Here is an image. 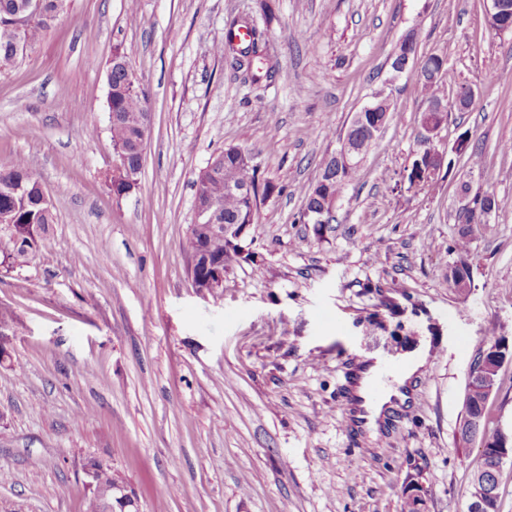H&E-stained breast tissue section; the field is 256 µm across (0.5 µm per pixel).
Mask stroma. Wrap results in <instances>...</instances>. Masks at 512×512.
I'll use <instances>...</instances> for the list:
<instances>
[{"instance_id": "stroma-1", "label": "stroma", "mask_w": 512, "mask_h": 512, "mask_svg": "<svg viewBox=\"0 0 512 512\" xmlns=\"http://www.w3.org/2000/svg\"><path fill=\"white\" fill-rule=\"evenodd\" d=\"M240 16L263 31L273 77L252 81L215 53ZM411 30L418 58L444 57L476 93L441 130L447 166L418 187L406 174L419 79L391 68ZM118 45L135 46L129 67L152 113L138 186L120 198L106 181ZM377 94L395 120L333 222L300 223V186ZM508 142L512 32L488 28L482 0H68L0 74V163L24 156L54 216L48 248L0 270V512H85L92 459L139 512H406L411 486L425 512H465L482 462L459 434L469 368L490 340L512 344ZM229 147L251 153L273 191L238 241L255 261L202 295L182 242L194 182ZM478 195L496 207L470 227L461 296L448 275ZM425 338L409 407L376 437L348 436L338 404L351 367ZM486 419L512 439V355Z\"/></svg>"}]
</instances>
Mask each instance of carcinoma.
<instances>
[{"mask_svg": "<svg viewBox=\"0 0 512 512\" xmlns=\"http://www.w3.org/2000/svg\"><path fill=\"white\" fill-rule=\"evenodd\" d=\"M16 0H0V72L17 64L18 58L12 51V43L16 36ZM58 13L54 7L46 9L44 15L28 21L23 31V37L28 46L47 32L57 20ZM262 33L253 29V39L241 52L242 59L237 61L238 69L249 72L254 60L252 57L263 51L261 45ZM425 67L430 69L429 75L419 80V91L423 104L434 101H447L448 90L461 92L466 86L456 82L453 72L446 66L444 59L438 55L426 58ZM112 110L117 120L110 122L112 142L116 145L132 147L126 157V162L113 168L108 176L112 192H118L124 185L129 174L141 166V158L134 144L140 138L138 127L140 117L148 110V95L138 84L127 82V69L116 65L112 67ZM359 168L344 169L336 176L330 186L322 193H313V185L302 187L305 205L309 208H322L327 197L341 196L345 187L358 176ZM23 185L24 191L14 194L4 193V188H15ZM195 200L205 204L212 199L223 203L224 209L218 216L221 224H254L258 197L266 196L271 191V184L261 181L259 168L253 163L235 162L231 156L224 157L223 169L212 175L204 170L200 172L195 183ZM247 188L249 193L242 194L231 191V188ZM44 189L30 170L28 162L22 157H15L6 164L0 165V210L10 213L12 223H0V264L16 270L29 266L39 252L45 249L48 241L49 224L53 216L43 210L41 205ZM187 256H201V262L194 269V282H199L208 276L205 261L219 260L228 266L241 260L240 250L215 234L205 225L200 224L187 234L183 243ZM458 253L457 264L452 268L450 279L458 284L466 278H472L469 256V233L463 227L459 231L456 243ZM485 394L480 386H467L465 398V414L460 427V438L468 443L474 439L469 432V425L477 420L480 423L478 436L482 447L484 469L483 476L491 484L493 494L485 497L483 512H500L499 492V459L498 444L501 433L489 431L486 426V404L483 403Z\"/></svg>", "mask_w": 512, "mask_h": 512, "instance_id": "1", "label": "carcinoma"}]
</instances>
